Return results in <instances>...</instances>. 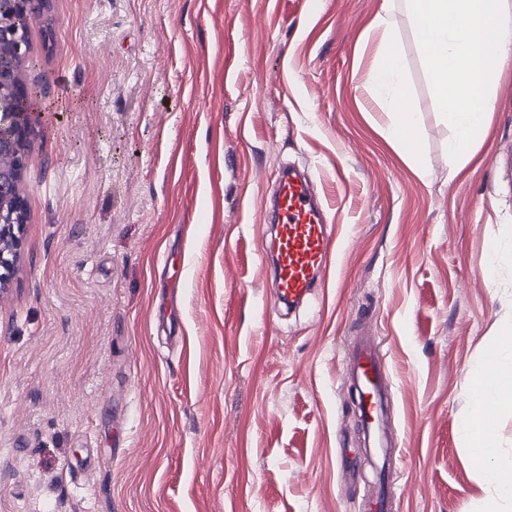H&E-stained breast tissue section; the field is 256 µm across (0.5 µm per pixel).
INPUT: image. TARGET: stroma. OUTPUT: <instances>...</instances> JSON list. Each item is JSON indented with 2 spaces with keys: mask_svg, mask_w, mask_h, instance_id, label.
<instances>
[{
  "mask_svg": "<svg viewBox=\"0 0 512 512\" xmlns=\"http://www.w3.org/2000/svg\"><path fill=\"white\" fill-rule=\"evenodd\" d=\"M384 0H47L22 78V246L0 290V512H364L346 372L379 339L390 512H480L461 425L512 323V59L473 159L395 22L422 159L369 88ZM431 172L421 179L416 167ZM338 242L276 310L262 255L281 166Z\"/></svg>",
  "mask_w": 512,
  "mask_h": 512,
  "instance_id": "stroma-1",
  "label": "stroma"
}]
</instances>
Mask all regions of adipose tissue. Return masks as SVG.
Masks as SVG:
<instances>
[{
	"label": "adipose tissue",
	"mask_w": 512,
	"mask_h": 512,
	"mask_svg": "<svg viewBox=\"0 0 512 512\" xmlns=\"http://www.w3.org/2000/svg\"><path fill=\"white\" fill-rule=\"evenodd\" d=\"M475 391L463 432L476 466L490 470L489 490L481 512H512V455L490 439L492 413L512 410V325L474 370Z\"/></svg>",
	"instance_id": "obj_1"
}]
</instances>
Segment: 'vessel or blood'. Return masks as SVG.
<instances>
[{
  "mask_svg": "<svg viewBox=\"0 0 512 512\" xmlns=\"http://www.w3.org/2000/svg\"><path fill=\"white\" fill-rule=\"evenodd\" d=\"M327 207L306 175L288 167L281 170L270 216L271 246L266 264L277 306L300 304L325 281L334 234L327 222ZM349 381L357 390L363 429L373 443L392 448L385 430L388 380L372 342H361L350 359Z\"/></svg>",
  "mask_w": 512,
  "mask_h": 512,
  "instance_id": "b4317fda",
  "label": "vessel or blood"
}]
</instances>
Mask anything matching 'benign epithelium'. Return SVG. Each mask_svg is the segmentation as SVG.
Listing matches in <instances>:
<instances>
[{
	"label": "benign epithelium",
	"instance_id": "7a95c632",
	"mask_svg": "<svg viewBox=\"0 0 512 512\" xmlns=\"http://www.w3.org/2000/svg\"><path fill=\"white\" fill-rule=\"evenodd\" d=\"M46 0H0V47L8 46L14 56L9 65L0 63V288L13 276L26 223L24 195L10 190L22 175L29 142L36 127L33 112H21L19 102L27 103L31 88L22 80L18 65L29 55L28 29Z\"/></svg>",
	"mask_w": 512,
	"mask_h": 512
}]
</instances>
